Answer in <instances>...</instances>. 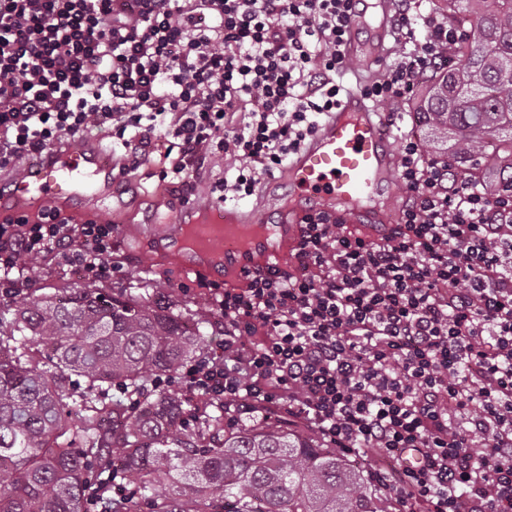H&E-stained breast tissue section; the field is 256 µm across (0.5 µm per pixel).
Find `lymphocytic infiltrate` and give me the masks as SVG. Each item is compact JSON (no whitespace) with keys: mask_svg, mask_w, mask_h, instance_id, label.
<instances>
[{"mask_svg":"<svg viewBox=\"0 0 512 512\" xmlns=\"http://www.w3.org/2000/svg\"><path fill=\"white\" fill-rule=\"evenodd\" d=\"M367 0H0V170L22 175L107 130L119 177L154 165L192 197L209 158L219 202L254 195L342 105L350 22ZM403 52L362 93L413 95L452 60L446 16L395 0ZM406 202L348 229L305 213L284 266L244 287L199 279L224 320V356L181 372L228 423L267 410L367 472L390 512H512V188L487 194L417 139L401 140ZM115 226L48 205L0 216V292L23 293L45 255L91 282L122 278ZM412 466H402L404 455Z\"/></svg>","mask_w":512,"mask_h":512,"instance_id":"1","label":"lymphocytic infiltrate"}]
</instances>
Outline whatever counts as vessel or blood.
Wrapping results in <instances>:
<instances>
[{
  "label": "vessel or blood",
  "mask_w": 512,
  "mask_h": 512,
  "mask_svg": "<svg viewBox=\"0 0 512 512\" xmlns=\"http://www.w3.org/2000/svg\"><path fill=\"white\" fill-rule=\"evenodd\" d=\"M354 27L369 28V40L349 45L348 53L381 63L384 27L355 17ZM392 157L378 123L370 114L362 93L350 95L341 109L329 116L311 144L288 165V182L296 200L315 208L345 205L353 209L370 206L378 196L391 191ZM112 195V161L93 144L80 150L59 151L37 163L21 178L11 181L0 194V205L12 211L27 210L30 202L78 200ZM192 210L172 214L166 231L168 248L181 249L178 230L193 223ZM281 225L269 224L261 237L238 240L225 232L224 280L239 284L255 263L280 265L289 258L283 247Z\"/></svg>",
  "instance_id": "b4317fda"
}]
</instances>
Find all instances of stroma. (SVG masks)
<instances>
[{"label": "stroma", "instance_id": "obj_1", "mask_svg": "<svg viewBox=\"0 0 512 512\" xmlns=\"http://www.w3.org/2000/svg\"><path fill=\"white\" fill-rule=\"evenodd\" d=\"M372 117L385 128L386 147L396 152L400 134H416L419 122L412 100L404 99L392 105H372ZM290 187L284 172L262 176L255 195L249 204L258 206L270 220L284 224L297 223L300 209L290 207ZM179 193L171 191L157 179L138 171L116 182L111 207L105 208L91 201H73L64 204V211L74 221L100 217L114 222L116 227L128 224L138 226L135 238L116 234V257L123 265L124 277L112 281L111 289L123 291L132 287L145 288L147 281L160 285L169 301L179 307L184 315L208 318L207 304L195 290L194 276L185 273L179 262L163 256L159 251L164 226L171 212L181 207Z\"/></svg>", "mask_w": 512, "mask_h": 512}]
</instances>
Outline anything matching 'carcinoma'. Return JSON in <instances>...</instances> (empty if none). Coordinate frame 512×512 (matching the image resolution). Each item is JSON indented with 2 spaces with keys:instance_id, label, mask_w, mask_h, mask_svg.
<instances>
[{
  "instance_id": "obj_1",
  "label": "carcinoma",
  "mask_w": 512,
  "mask_h": 512,
  "mask_svg": "<svg viewBox=\"0 0 512 512\" xmlns=\"http://www.w3.org/2000/svg\"><path fill=\"white\" fill-rule=\"evenodd\" d=\"M459 39L422 134L488 191L512 185V0H437ZM206 348L160 299L66 285L0 295V512H383L364 472L278 419L235 426L160 383ZM114 483L129 496L105 501Z\"/></svg>"
}]
</instances>
